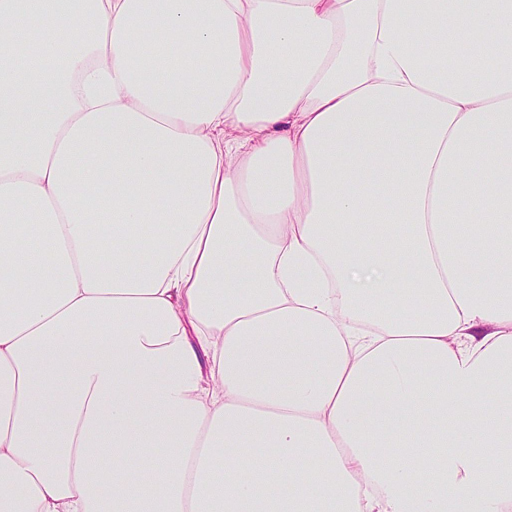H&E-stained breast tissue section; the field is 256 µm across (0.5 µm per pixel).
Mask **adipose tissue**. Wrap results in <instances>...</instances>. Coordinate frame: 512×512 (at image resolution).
Returning <instances> with one entry per match:
<instances>
[{"label": "adipose tissue", "instance_id": "ef3b65f1", "mask_svg": "<svg viewBox=\"0 0 512 512\" xmlns=\"http://www.w3.org/2000/svg\"><path fill=\"white\" fill-rule=\"evenodd\" d=\"M512 0H0V512H512Z\"/></svg>", "mask_w": 512, "mask_h": 512}]
</instances>
